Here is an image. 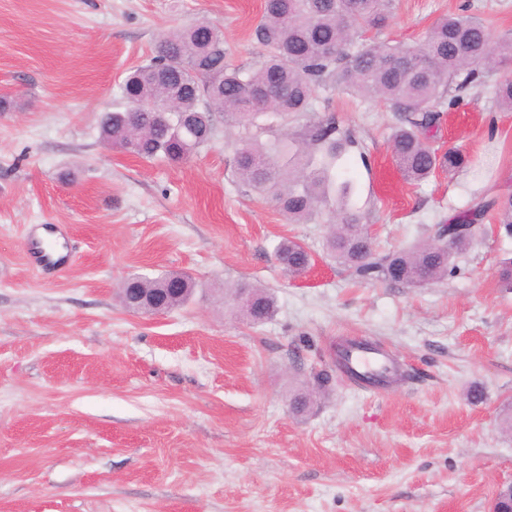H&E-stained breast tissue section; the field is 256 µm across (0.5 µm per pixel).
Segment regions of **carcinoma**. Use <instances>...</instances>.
Listing matches in <instances>:
<instances>
[{"label": "carcinoma", "mask_w": 512, "mask_h": 512, "mask_svg": "<svg viewBox=\"0 0 512 512\" xmlns=\"http://www.w3.org/2000/svg\"><path fill=\"white\" fill-rule=\"evenodd\" d=\"M394 8L395 0H264L254 38L265 54L249 68L226 63L224 33L208 20L164 33L154 56L121 84L124 110L102 115V138L143 159L161 156L180 163L209 144L219 124L235 127L238 178L275 201L291 223L326 215L332 226L326 251L336 263L365 280L409 287L436 283L448 275L454 255L472 244L488 213L512 234V194L475 197L448 223L435 225L428 240L382 254L363 234L362 216L349 206L351 181H336V160L357 145L351 133L339 131L333 120L288 131L313 111L317 88H337L396 112L392 157L407 182L467 165L465 154L433 148L424 133L438 123L450 93L498 70L512 55V40H493L477 15L435 20L415 49L368 37ZM495 98L512 112L511 78L496 85ZM276 259L293 276L312 262L307 248L290 239L279 244ZM174 278L182 280V292L161 291ZM122 287L145 289L167 311L187 304L197 282L171 272L132 275ZM240 291L257 299L254 308L236 305L249 323L274 315L272 293L240 281L230 294Z\"/></svg>", "instance_id": "1"}]
</instances>
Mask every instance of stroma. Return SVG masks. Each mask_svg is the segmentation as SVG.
Segmentation results:
<instances>
[{"label":"stroma","instance_id":"1","mask_svg":"<svg viewBox=\"0 0 512 512\" xmlns=\"http://www.w3.org/2000/svg\"><path fill=\"white\" fill-rule=\"evenodd\" d=\"M263 0H0V512H489L512 483V236L494 221L422 288L355 278L326 254L324 218L291 224L236 176V129L188 161L144 160L101 137L127 72L159 37L206 18L226 59L259 61ZM471 11L512 38V0H397L382 38L417 45L440 15ZM495 77L445 107L431 133L467 168L403 180L383 103L322 89L311 120L358 141L339 173L381 251L425 239L479 193L512 190V112ZM48 234L67 264L42 270ZM302 242L298 277L275 258ZM187 272L186 306L133 313L131 274ZM266 287L278 310L253 325L225 285ZM360 338L403 381L366 386L336 367ZM328 371L304 414L293 393ZM482 389V401L467 397ZM276 259L288 272V275L298 276L305 272L312 262L307 248L295 240L286 239L279 244Z\"/></svg>","mask_w":512,"mask_h":512}]
</instances>
